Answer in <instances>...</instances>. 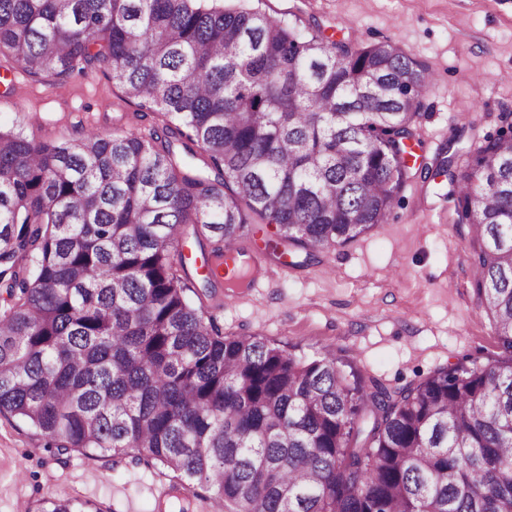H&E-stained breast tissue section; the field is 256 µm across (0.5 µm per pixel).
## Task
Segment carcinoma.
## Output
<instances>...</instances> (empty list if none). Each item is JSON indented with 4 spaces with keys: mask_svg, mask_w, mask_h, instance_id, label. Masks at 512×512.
<instances>
[{
    "mask_svg": "<svg viewBox=\"0 0 512 512\" xmlns=\"http://www.w3.org/2000/svg\"><path fill=\"white\" fill-rule=\"evenodd\" d=\"M0 56L61 85L105 67L166 117L63 142L0 124V413L60 452L133 451L223 512H512V123L461 170L424 164L468 228L501 357L390 388L338 350L222 335L186 295L182 226L212 244L205 284L244 288L251 224L275 225L284 264L385 223L424 65L222 0H0Z\"/></svg>",
    "mask_w": 512,
    "mask_h": 512,
    "instance_id": "1",
    "label": "carcinoma"
}]
</instances>
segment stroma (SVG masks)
<instances>
[{"mask_svg":"<svg viewBox=\"0 0 512 512\" xmlns=\"http://www.w3.org/2000/svg\"><path fill=\"white\" fill-rule=\"evenodd\" d=\"M261 9L298 28L353 43L389 42L433 76L413 145L416 168L387 223L302 266L265 261V278L231 296L216 285L195 299L224 334L287 341L297 355L341 350L362 376L393 385L500 353L494 327L472 297L476 270L447 200L448 184L421 170L449 144L470 145L512 115V0H262ZM0 93V122L64 140L94 125L145 133L163 117L139 111L123 87L97 70L33 81L13 69ZM160 470L133 455L57 453L31 426L0 413V512H39L75 499L86 512H171Z\"/></svg>","mask_w":512,"mask_h":512,"instance_id":"obj_1","label":"stroma"}]
</instances>
